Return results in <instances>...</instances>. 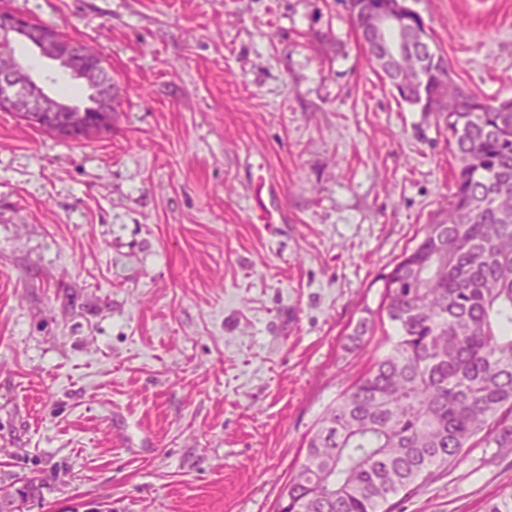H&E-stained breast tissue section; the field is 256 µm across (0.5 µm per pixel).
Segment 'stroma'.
Segmentation results:
<instances>
[{"label":"stroma","mask_w":512,"mask_h":512,"mask_svg":"<svg viewBox=\"0 0 512 512\" xmlns=\"http://www.w3.org/2000/svg\"><path fill=\"white\" fill-rule=\"evenodd\" d=\"M0 1L117 85L82 142L0 111V512H275L382 346L347 340L381 274L454 190L443 114L381 81L343 0ZM409 5L463 86L512 97V0ZM510 491L512 448L477 445L392 512Z\"/></svg>","instance_id":"obj_1"}]
</instances>
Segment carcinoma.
I'll use <instances>...</instances> for the list:
<instances>
[{
  "mask_svg": "<svg viewBox=\"0 0 512 512\" xmlns=\"http://www.w3.org/2000/svg\"><path fill=\"white\" fill-rule=\"evenodd\" d=\"M387 2L346 0L363 43ZM382 77L445 114L455 190L379 277L380 306L363 309L349 340L364 348L377 319L394 335L318 419L276 512H391V498L473 445L512 448V98L467 90L420 41Z\"/></svg>",
  "mask_w": 512,
  "mask_h": 512,
  "instance_id": "cac0c4a2",
  "label": "carcinoma"
}]
</instances>
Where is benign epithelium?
Wrapping results in <instances>:
<instances>
[{"instance_id": "7a95c632", "label": "benign epithelium", "mask_w": 512, "mask_h": 512, "mask_svg": "<svg viewBox=\"0 0 512 512\" xmlns=\"http://www.w3.org/2000/svg\"><path fill=\"white\" fill-rule=\"evenodd\" d=\"M407 0H396L390 9L376 14L371 22L369 37L374 44L372 59L380 63H394L406 50V43L400 33L409 23L412 14ZM27 18L16 12H0V45L12 44L22 35V26ZM39 54L54 63L63 72L80 80L89 91L88 104L75 108L69 103L47 93L28 94L23 91L32 80L28 69L18 56L10 54L8 60L0 65V110L13 112L38 126L45 124V117L55 112L71 113L70 126L85 128L92 136L94 127H84V113L110 112L115 96V87L101 80L108 71L102 56L88 54L78 42L61 37L53 26H47L39 40L33 43Z\"/></svg>"}]
</instances>
